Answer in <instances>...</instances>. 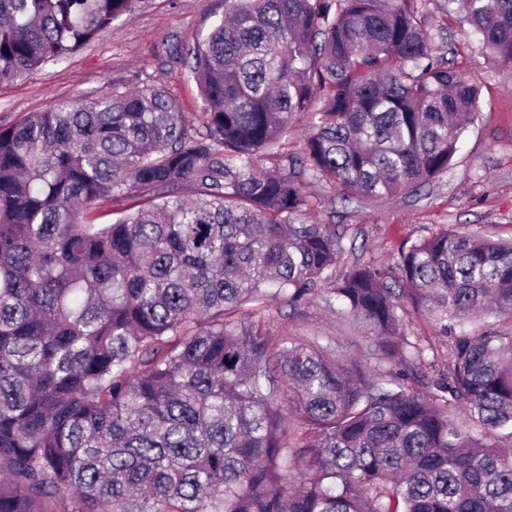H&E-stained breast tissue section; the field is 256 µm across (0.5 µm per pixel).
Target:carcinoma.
<instances>
[{"mask_svg": "<svg viewBox=\"0 0 512 512\" xmlns=\"http://www.w3.org/2000/svg\"><path fill=\"white\" fill-rule=\"evenodd\" d=\"M427 2L224 0L166 50L200 129L161 85L0 125V512H512V239L348 264L350 228L307 220L314 180L378 201L448 171L479 94ZM137 3L0 0V84ZM437 13L512 67V0ZM274 298L324 300L369 351L271 335ZM415 317L449 336L439 370Z\"/></svg>", "mask_w": 512, "mask_h": 512, "instance_id": "obj_1", "label": "carcinoma"}]
</instances>
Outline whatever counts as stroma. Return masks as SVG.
<instances>
[{
  "label": "stroma",
  "mask_w": 512,
  "mask_h": 512,
  "mask_svg": "<svg viewBox=\"0 0 512 512\" xmlns=\"http://www.w3.org/2000/svg\"><path fill=\"white\" fill-rule=\"evenodd\" d=\"M223 12L224 0H139L132 16L114 21L69 60L0 85V125L62 100L97 97L115 85L134 89L153 84L164 86L190 119L200 121L197 86L187 69L167 62L165 50L178 41L193 43ZM427 28L439 54L452 55L456 70L480 88L479 110L447 174L419 195L378 201H340L336 188L323 181L307 188L315 205L313 221L353 225L359 231L357 248L365 258L382 263L392 261L405 238L443 225L512 236V69L488 59L466 23L452 22L442 30L431 21ZM266 317L268 329L277 336L319 334L341 341L352 336L355 353L367 343L366 328L344 323L319 300L297 314L273 300Z\"/></svg>",
  "instance_id": "1"
}]
</instances>
